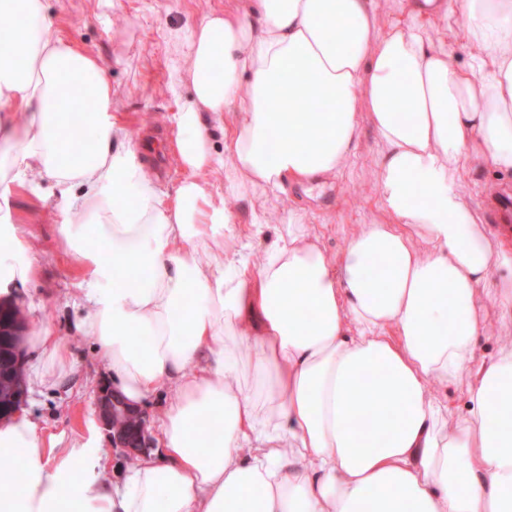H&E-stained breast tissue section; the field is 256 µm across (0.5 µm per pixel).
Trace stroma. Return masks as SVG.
Instances as JSON below:
<instances>
[{
  "label": "stroma",
  "instance_id": "35a3bbf8",
  "mask_svg": "<svg viewBox=\"0 0 512 512\" xmlns=\"http://www.w3.org/2000/svg\"><path fill=\"white\" fill-rule=\"evenodd\" d=\"M46 12L59 36L99 59L105 66L117 114L123 127V144L141 150L155 137L163 155V167H150L163 192L175 194L185 177L175 153L174 112L192 96L189 82L177 81L180 64L172 51L174 37L186 36L192 25L212 11L224 8V0H44ZM378 26H414L431 46L452 47L454 61L474 65L481 49L463 40L458 24L422 18L408 0H377ZM381 145L369 124H362L355 154L333 180L286 187L284 192L261 202L252 196H225L224 173H206L216 197L224 198L232 215L234 233L245 240L256 213H264L263 238L254 250L272 245L279 237L289 210L302 209L324 251L339 256L347 234L361 224L383 222L377 173ZM66 193L54 181L30 172L26 187L15 189L12 205L21 223L28 226L29 255L37 274L16 289L17 303L25 311L28 336L51 330L77 358V377L70 390L44 389L28 393L24 409L44 435L67 440L96 436L107 452L106 475L121 482L128 468L113 450L95 408L97 390L108 375L95 350V340L80 327L90 305L72 291L73 269L60 243L59 229L70 217Z\"/></svg>",
  "mask_w": 512,
  "mask_h": 512
}]
</instances>
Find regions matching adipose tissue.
<instances>
[{
	"instance_id": "adipose-tissue-1",
	"label": "adipose tissue",
	"mask_w": 512,
	"mask_h": 512,
	"mask_svg": "<svg viewBox=\"0 0 512 512\" xmlns=\"http://www.w3.org/2000/svg\"><path fill=\"white\" fill-rule=\"evenodd\" d=\"M423 9L462 17L476 69L418 28L378 32L374 0H225L173 43L193 96L174 117L190 176L170 196L121 147L98 60L55 32L44 0H0L15 20L0 34V296L36 275L11 205L35 169L73 191L61 244L115 391L134 405L162 383L174 394L158 448L119 485L97 439L42 437L23 411L1 422L0 451L20 454L0 472V512H512V347L474 350L488 319L512 334V278L488 286L512 253L464 180L477 164L512 172V0ZM306 75L331 106L298 123ZM68 83L86 89L75 126ZM365 122L385 222L334 259L294 209L261 260L229 250L206 171L236 195L331 180ZM30 348L45 358L35 384L66 387L71 349L48 330ZM434 379L467 381L464 413L449 416Z\"/></svg>"
}]
</instances>
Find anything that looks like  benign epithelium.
Listing matches in <instances>:
<instances>
[{
  "instance_id": "1",
  "label": "benign epithelium",
  "mask_w": 512,
  "mask_h": 512,
  "mask_svg": "<svg viewBox=\"0 0 512 512\" xmlns=\"http://www.w3.org/2000/svg\"><path fill=\"white\" fill-rule=\"evenodd\" d=\"M14 322L16 374L4 379L6 396L0 398V421L19 410L25 394L23 382L24 319L22 313H16ZM95 407L99 420L112 439V447L119 449L125 460L137 458L148 449V418L142 409L129 405L110 389L98 392Z\"/></svg>"
}]
</instances>
